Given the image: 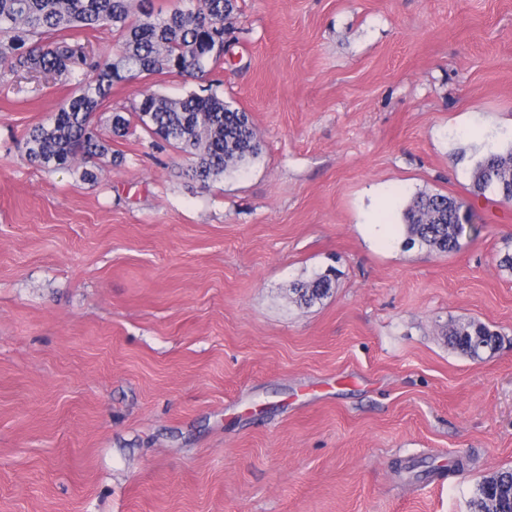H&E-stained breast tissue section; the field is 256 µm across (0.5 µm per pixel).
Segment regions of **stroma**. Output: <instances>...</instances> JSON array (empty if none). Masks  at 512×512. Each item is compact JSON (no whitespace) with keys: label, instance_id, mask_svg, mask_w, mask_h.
Wrapping results in <instances>:
<instances>
[{"label":"stroma","instance_id":"1","mask_svg":"<svg viewBox=\"0 0 512 512\" xmlns=\"http://www.w3.org/2000/svg\"><path fill=\"white\" fill-rule=\"evenodd\" d=\"M237 6L216 90L261 152L213 181L138 128L96 181L37 167L74 81L0 84V512H472L512 468V203L471 192L512 146V0ZM201 86L114 87L99 129ZM424 190L479 235L404 248ZM470 319L497 352L449 346ZM333 270L313 272L305 281H300L292 288L299 306H311L315 302L327 297L332 289Z\"/></svg>","mask_w":512,"mask_h":512}]
</instances>
